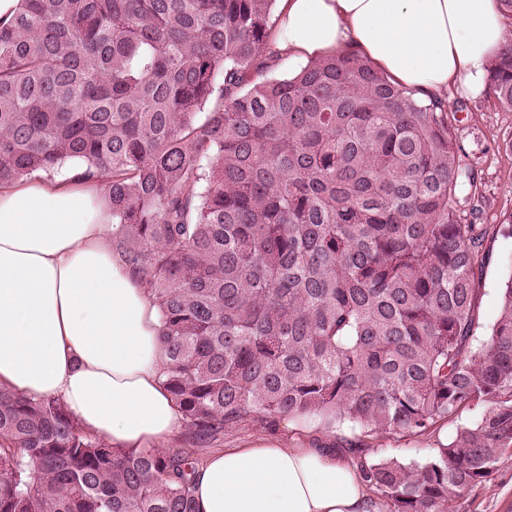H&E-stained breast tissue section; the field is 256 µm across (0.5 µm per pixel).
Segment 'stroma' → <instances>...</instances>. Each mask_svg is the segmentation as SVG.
Returning <instances> with one entry per match:
<instances>
[{
	"mask_svg": "<svg viewBox=\"0 0 512 512\" xmlns=\"http://www.w3.org/2000/svg\"><path fill=\"white\" fill-rule=\"evenodd\" d=\"M448 114L456 142L476 173L474 185L465 186L462 205H477L482 223L491 226L485 247L488 261L478 281L480 336H487L498 318L501 288L512 273V154L502 149L512 139V112L498 107L489 95L452 98ZM483 406L464 410L422 437L374 440L375 457L393 455L408 464L423 463L440 444L448 442L458 427L476 422ZM454 512H512V453L501 457L486 483L463 493Z\"/></svg>",
	"mask_w": 512,
	"mask_h": 512,
	"instance_id": "35a3bbf8",
	"label": "stroma"
}]
</instances>
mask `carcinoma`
<instances>
[{"label": "carcinoma", "instance_id": "1", "mask_svg": "<svg viewBox=\"0 0 512 512\" xmlns=\"http://www.w3.org/2000/svg\"><path fill=\"white\" fill-rule=\"evenodd\" d=\"M276 0H20L0 25V184L106 176L149 288L184 448H114L53 397L0 390V512H198L197 449L249 425L423 436L346 448L386 512H452L512 451V273L478 341L486 227L448 109L360 56L267 75ZM489 93L512 112V40ZM484 411L483 406H475L464 410L458 416H454L445 421L437 430L422 437H402L394 439L363 438V433L358 428H352L348 423L337 425L336 428L326 429L318 420L315 419H283V426L288 431V438L301 435L312 436L321 432H336V453H341L338 448L345 446L350 441L358 439L366 440L375 451L373 456L381 458L387 455H393L408 464L423 463L441 443L448 442L456 433L458 427L476 422Z\"/></svg>", "mask_w": 512, "mask_h": 512}]
</instances>
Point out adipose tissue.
<instances>
[{
	"label": "adipose tissue",
	"instance_id": "obj_1",
	"mask_svg": "<svg viewBox=\"0 0 512 512\" xmlns=\"http://www.w3.org/2000/svg\"><path fill=\"white\" fill-rule=\"evenodd\" d=\"M500 0H277L270 56L357 53L421 100L476 96L505 45ZM102 179L0 185V388L58 398L117 448H166L182 416L161 379L151 296L126 264ZM334 437L256 434L202 456L198 512H369Z\"/></svg>",
	"mask_w": 512,
	"mask_h": 512
}]
</instances>
